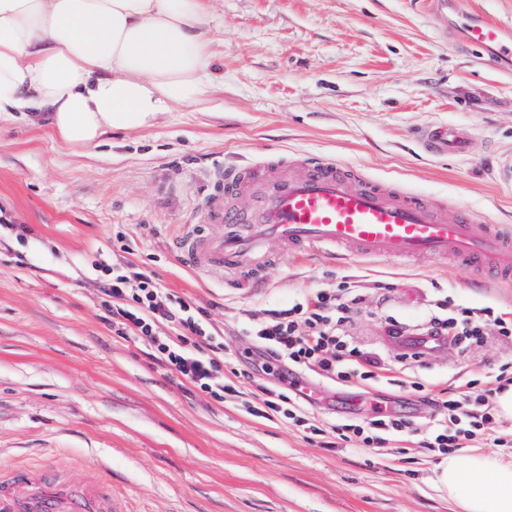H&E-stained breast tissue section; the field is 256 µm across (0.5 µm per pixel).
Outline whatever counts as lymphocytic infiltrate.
Returning <instances> with one entry per match:
<instances>
[{
	"instance_id": "lymphocytic-infiltrate-1",
	"label": "lymphocytic infiltrate",
	"mask_w": 512,
	"mask_h": 512,
	"mask_svg": "<svg viewBox=\"0 0 512 512\" xmlns=\"http://www.w3.org/2000/svg\"><path fill=\"white\" fill-rule=\"evenodd\" d=\"M366 292L362 285L316 288L265 309L260 317L241 318L240 330L251 341L252 368L228 376L224 338L190 299L164 288L142 268L129 271L116 265L100 281L113 332L142 344L150 360L215 404L234 403L244 414L279 422L324 448L341 441L377 455L403 441L433 455L511 448L512 430L500 426L497 409L498 394L512 385L508 363L437 400L430 399L419 379L410 380L408 394L435 405L420 431L402 405L391 413L376 410L339 418L308 399L303 384L340 385L353 378L376 382L390 371L388 358L360 350L349 332ZM490 332L511 338L512 319L488 309L453 307L442 294L419 330L423 347L430 350L451 341H476ZM273 370L278 373L274 384L265 379Z\"/></svg>"
}]
</instances>
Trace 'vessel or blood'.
<instances>
[{
  "label": "vessel or blood",
  "mask_w": 512,
  "mask_h": 512,
  "mask_svg": "<svg viewBox=\"0 0 512 512\" xmlns=\"http://www.w3.org/2000/svg\"><path fill=\"white\" fill-rule=\"evenodd\" d=\"M459 30L466 47L492 62L512 60V29L467 16ZM432 154L467 155L470 134L453 124L419 132ZM213 190L178 249L195 272L231 273L232 287H255L262 261L280 248L334 246L354 258L400 260L451 257L512 284V232L488 223L468 206L446 204L398 186H384L335 160L273 152L242 167L215 162ZM255 208H245V200ZM0 512H124L110 487L87 476L62 478L48 468L0 473Z\"/></svg>",
  "instance_id": "vessel-or-blood-1"
}]
</instances>
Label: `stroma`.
I'll return each mask as SVG.
<instances>
[{"instance_id":"stroma-1","label":"stroma","mask_w":512,"mask_h":512,"mask_svg":"<svg viewBox=\"0 0 512 512\" xmlns=\"http://www.w3.org/2000/svg\"><path fill=\"white\" fill-rule=\"evenodd\" d=\"M215 88L163 124L114 131L72 149L21 113L0 116V467L78 461L97 471L126 512H459L435 482L426 449L401 442L386 461L338 452L234 407L209 404L113 334L97 291L99 263L153 271L203 307L225 334L233 368L250 341L227 331L243 312L295 293L353 281L381 284L350 332L389 357L392 383L353 382L350 394L403 397L408 371L465 380L512 361V340L414 356L390 336L386 309L413 329L438 288L466 306L512 318V287L449 259H357L285 253L260 288L198 275L175 251L210 189L213 162L237 167L270 151L325 155L380 183L462 202L512 227V187L492 170L512 154V70L446 37L425 0H206ZM469 129L465 156H430L415 129Z\"/></svg>"}]
</instances>
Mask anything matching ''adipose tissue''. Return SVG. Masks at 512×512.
<instances>
[{"mask_svg": "<svg viewBox=\"0 0 512 512\" xmlns=\"http://www.w3.org/2000/svg\"><path fill=\"white\" fill-rule=\"evenodd\" d=\"M204 0H0V113L22 112L72 148L159 124L213 90ZM461 512H512V461H443Z\"/></svg>", "mask_w": 512, "mask_h": 512, "instance_id": "obj_1", "label": "adipose tissue"}]
</instances>
